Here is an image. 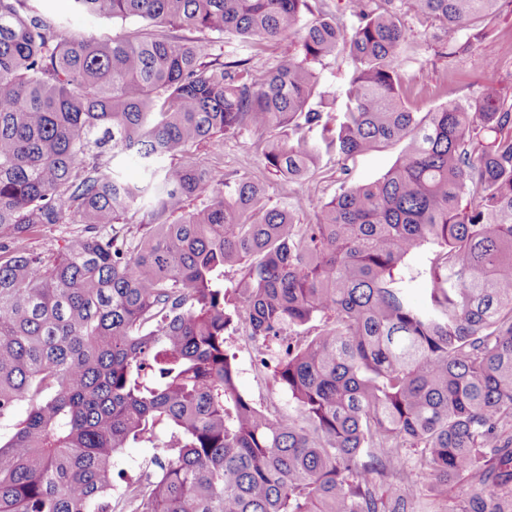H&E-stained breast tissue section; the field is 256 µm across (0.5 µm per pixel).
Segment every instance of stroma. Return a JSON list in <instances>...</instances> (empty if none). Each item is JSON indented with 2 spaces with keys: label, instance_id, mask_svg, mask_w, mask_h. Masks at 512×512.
<instances>
[{
  "label": "stroma",
  "instance_id": "1",
  "mask_svg": "<svg viewBox=\"0 0 512 512\" xmlns=\"http://www.w3.org/2000/svg\"><path fill=\"white\" fill-rule=\"evenodd\" d=\"M399 5L412 43V59L406 68L405 80L414 111L429 112L450 99L470 101L491 90L512 96V0H500L498 9L466 28L453 48L448 46L436 23L411 9L409 0H400ZM24 8L56 20L71 32L98 39L140 28L139 23L133 21L84 17L73 10L71 0H26ZM186 36L208 43L212 53L248 59L250 66L256 69L273 66L295 55L299 45L295 35L250 46L231 39H217L209 32L190 30ZM479 57L486 58V65H476ZM314 70L318 76L317 93L325 103V118L328 123H335L339 116L335 97L349 75L348 64L339 55L326 57L315 63ZM262 139L261 133L250 130L225 140L221 151H214L210 144L203 143L193 147L192 154L201 164L246 173L263 181L270 205L298 203L300 222L314 223L315 204L304 199L303 186L285 181L265 168L259 146ZM401 152L398 145L383 147L356 157L345 167L335 159H324L320 175L321 198L326 201L333 198L341 183L362 184L380 178ZM227 350L238 370L240 391L263 410L287 413L291 405L287 392L274 385L271 370L257 368V348L244 329L230 331Z\"/></svg>",
  "mask_w": 512,
  "mask_h": 512
}]
</instances>
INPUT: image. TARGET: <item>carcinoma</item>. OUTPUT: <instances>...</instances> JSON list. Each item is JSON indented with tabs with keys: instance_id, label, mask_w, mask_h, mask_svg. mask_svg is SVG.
I'll return each mask as SVG.
<instances>
[{
	"instance_id": "carcinoma-1",
	"label": "carcinoma",
	"mask_w": 512,
	"mask_h": 512,
	"mask_svg": "<svg viewBox=\"0 0 512 512\" xmlns=\"http://www.w3.org/2000/svg\"><path fill=\"white\" fill-rule=\"evenodd\" d=\"M23 2L0 0V512H442L457 478L453 512H512V102L413 111L396 0H350L349 31L322 13L301 25L311 0H71L144 24L107 39ZM498 2L414 7L452 47ZM175 29L299 32L300 53L255 70ZM341 51L330 129L311 63ZM248 130L267 134L266 169L309 185L315 223L191 157ZM401 142L382 177L318 196L323 157ZM126 154L143 184L113 174ZM47 224L82 229L33 247ZM428 245L419 308L403 268ZM234 322L286 342L273 382L288 414L240 391ZM131 442L161 452L114 498Z\"/></svg>"
}]
</instances>
